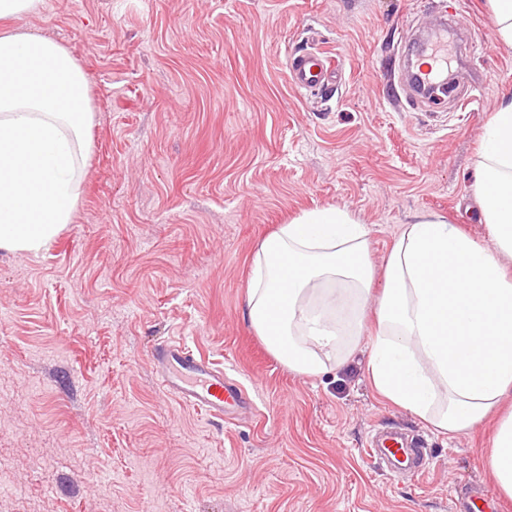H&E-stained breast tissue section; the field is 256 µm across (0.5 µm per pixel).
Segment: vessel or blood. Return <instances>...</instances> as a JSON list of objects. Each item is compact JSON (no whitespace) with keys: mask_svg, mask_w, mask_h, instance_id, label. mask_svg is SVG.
<instances>
[{"mask_svg":"<svg viewBox=\"0 0 512 512\" xmlns=\"http://www.w3.org/2000/svg\"><path fill=\"white\" fill-rule=\"evenodd\" d=\"M436 48L430 51L429 65L420 71L426 82H433L439 71L444 70L448 57L442 48L447 44L446 35L435 40ZM288 74L291 84L299 90L326 87L336 82L339 69L320 50L289 58ZM156 376L162 388L180 401L205 414L223 419L226 407L245 410L252 400L245 387L225 375L223 368L208 357L194 353L183 340L160 344L152 353ZM369 445L383 463L391 467L404 466L413 472H423L425 464L414 444L396 430L376 433ZM455 512H500L497 502L484 492H474L458 498Z\"/></svg>","mask_w":512,"mask_h":512,"instance_id":"vessel-or-blood-1","label":"vessel or blood"}]
</instances>
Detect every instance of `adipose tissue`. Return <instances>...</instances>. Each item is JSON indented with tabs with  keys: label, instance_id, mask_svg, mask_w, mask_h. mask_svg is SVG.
Masks as SVG:
<instances>
[{
	"label": "adipose tissue",
	"instance_id": "1",
	"mask_svg": "<svg viewBox=\"0 0 512 512\" xmlns=\"http://www.w3.org/2000/svg\"><path fill=\"white\" fill-rule=\"evenodd\" d=\"M39 0H0V250L36 253L71 223L93 150L95 113L80 64L63 45L18 27ZM476 212L491 244L437 214L405 225L373 298L368 229L348 210L303 212L251 258L246 316L269 351L301 375L343 363L368 304L378 330L367 370L394 405L448 435L468 431L512 393V96L479 151ZM512 498V412L487 456Z\"/></svg>",
	"mask_w": 512,
	"mask_h": 512
}]
</instances>
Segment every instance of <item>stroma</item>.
I'll return each mask as SVG.
<instances>
[{"label": "stroma", "instance_id": "obj_1", "mask_svg": "<svg viewBox=\"0 0 512 512\" xmlns=\"http://www.w3.org/2000/svg\"><path fill=\"white\" fill-rule=\"evenodd\" d=\"M438 19L479 104L409 95L408 45ZM20 24L81 65L94 149L71 224L0 252V512H453L494 492V420L438 434L379 395L368 345L303 376L245 317L254 251L306 210L366 225L377 292L419 215L488 242L466 208L512 49L486 0H40ZM313 47L342 78L296 90L287 57ZM174 338L253 411L222 423L167 394L151 353ZM384 425L419 440L424 473L371 458Z\"/></svg>", "mask_w": 512, "mask_h": 512}]
</instances>
